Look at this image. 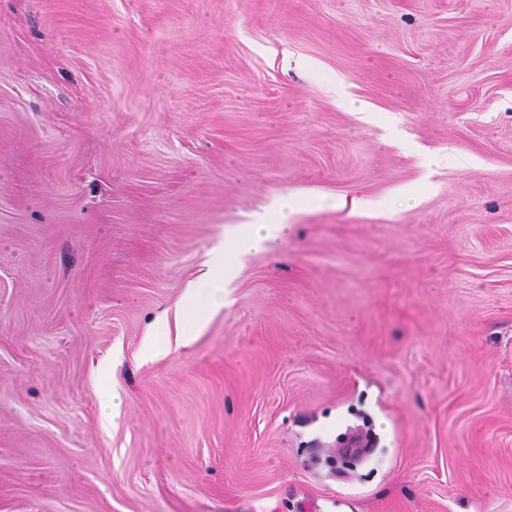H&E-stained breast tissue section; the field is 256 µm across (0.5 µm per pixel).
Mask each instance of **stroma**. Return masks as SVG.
I'll return each instance as SVG.
<instances>
[{"label":"stroma","instance_id":"35a3bbf8","mask_svg":"<svg viewBox=\"0 0 512 512\" xmlns=\"http://www.w3.org/2000/svg\"><path fill=\"white\" fill-rule=\"evenodd\" d=\"M310 504L512 512V0H0V512ZM286 224H250L239 230L232 239L215 253L213 264V280L218 288H224V279L234 268V260L241 251L252 247H264L274 241L276 233L283 230Z\"/></svg>","mask_w":512,"mask_h":512}]
</instances>
